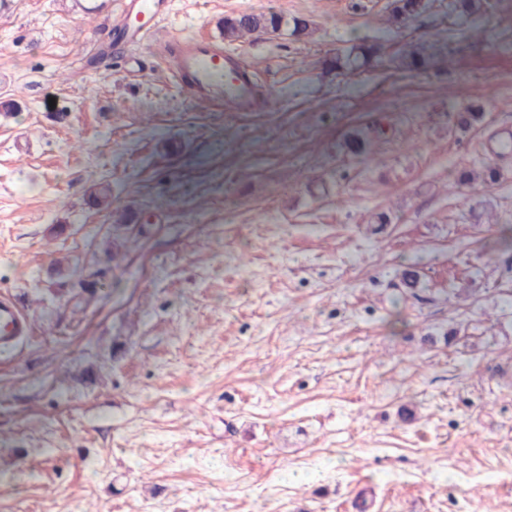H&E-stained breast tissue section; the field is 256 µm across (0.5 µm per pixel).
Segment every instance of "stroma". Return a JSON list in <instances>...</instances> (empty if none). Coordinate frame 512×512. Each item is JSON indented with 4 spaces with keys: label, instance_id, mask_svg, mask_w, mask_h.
I'll return each mask as SVG.
<instances>
[{
    "label": "stroma",
    "instance_id": "obj_1",
    "mask_svg": "<svg viewBox=\"0 0 512 512\" xmlns=\"http://www.w3.org/2000/svg\"><path fill=\"white\" fill-rule=\"evenodd\" d=\"M7 2L0 512H512V0H170L254 112L114 60L116 0ZM288 22L276 14H244L224 20V36L243 39L257 32L276 33ZM27 319L12 298L0 300V349L11 347L25 334Z\"/></svg>",
    "mask_w": 512,
    "mask_h": 512
}]
</instances>
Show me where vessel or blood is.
<instances>
[{
  "instance_id": "vessel-or-blood-1",
  "label": "vessel or blood",
  "mask_w": 512,
  "mask_h": 512,
  "mask_svg": "<svg viewBox=\"0 0 512 512\" xmlns=\"http://www.w3.org/2000/svg\"><path fill=\"white\" fill-rule=\"evenodd\" d=\"M166 14V0H120L114 28L133 48H162L157 40L159 23ZM173 73L191 91L193 98L224 102L233 110L251 108L254 84L250 74L212 41L176 40L172 53ZM27 319L16 301L0 300V349L11 347L23 336Z\"/></svg>"
}]
</instances>
